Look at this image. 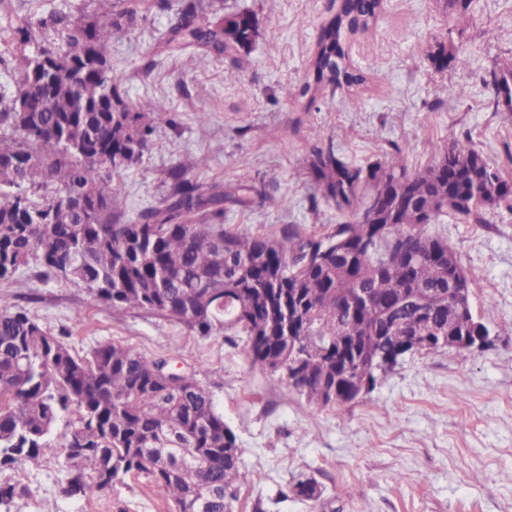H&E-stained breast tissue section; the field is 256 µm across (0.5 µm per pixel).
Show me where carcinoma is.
I'll return each instance as SVG.
<instances>
[{
	"instance_id": "obj_1",
	"label": "carcinoma",
	"mask_w": 512,
	"mask_h": 512,
	"mask_svg": "<svg viewBox=\"0 0 512 512\" xmlns=\"http://www.w3.org/2000/svg\"><path fill=\"white\" fill-rule=\"evenodd\" d=\"M74 18H7L5 41L33 47L11 90L0 93V278L33 266L38 280L76 281L116 307L145 309L187 325L200 336L214 329L247 337L246 353L272 372L288 368L303 338L314 350L299 360L288 387L324 406L353 397V355H336L342 338L357 348L386 353L382 315L399 298L424 288L426 307L441 331L416 323L426 353L449 347L448 336H490L473 310L453 316L448 281L463 269L453 248L425 227L439 216L483 221L482 212L512 199V182L473 148L455 139L433 164L411 172L405 148L395 144L386 162L353 165L333 145L309 161L322 197L352 211V218L321 235L286 228L276 237L224 227V211L269 198L266 187L227 188L190 176L192 165L168 173L170 190L158 204L126 219L107 191L112 171L138 165L153 133L151 119L168 113L159 100L128 104L112 78L108 45L129 9L112 0ZM382 0H342L322 26L297 102L304 110L319 95L356 90L367 78L347 62L345 37L374 22ZM188 0L165 38V50L208 51L237 58L256 33L253 12L212 22ZM437 71L466 67L453 30L428 55ZM490 104L512 99V67L492 72ZM371 305L353 319L344 306L359 292ZM294 315L286 331L282 313ZM150 360L112 342L81 356L22 309L0 310V466L39 463L60 415L78 412L64 435L65 492L84 495L86 478L110 487L144 474L173 512H235L240 499V448L212 395L196 373L185 372L176 391L160 382ZM210 461L208 472L194 460ZM294 497H319L316 481L292 485Z\"/></svg>"
}]
</instances>
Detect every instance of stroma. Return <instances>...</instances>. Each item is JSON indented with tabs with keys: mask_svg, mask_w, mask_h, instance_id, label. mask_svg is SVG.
Returning a JSON list of instances; mask_svg holds the SVG:
<instances>
[{
	"mask_svg": "<svg viewBox=\"0 0 512 512\" xmlns=\"http://www.w3.org/2000/svg\"><path fill=\"white\" fill-rule=\"evenodd\" d=\"M182 3L171 0L163 9L157 0H140L133 22L108 47L112 77L128 100H160L169 109L155 118L141 163L109 182L124 215L156 204L169 189L168 171L189 163L192 176L207 183L269 185L272 201L225 212V226L269 236L291 224L327 232L350 218L348 209L316 195L309 158L327 145L363 165L386 160L391 143H403L404 161L416 171L467 135L512 180V112L487 107L492 71L512 66V0H471L462 17L440 0H383L374 26L346 44L367 77L358 107L338 93L306 112L295 95L340 0H202L213 21L232 10L254 11L260 33L238 61L200 54L190 64L159 46ZM451 28L468 65L439 72L428 54ZM447 86L453 96H445ZM201 112L208 115L203 124ZM428 231L458 252L474 314L494 302L490 343L464 357L452 349L406 355L341 408L308 401L281 373L252 363L245 337L227 330L203 337L155 313L112 306L75 281L41 282L20 269L0 280V309H23L55 334L70 329L67 342L82 355L112 342L198 369L239 436L236 512H512V202L486 211L483 223L448 214ZM77 418L71 411L57 421L39 467L0 466V484L24 489L10 512H171L136 474L105 491L66 496L62 446ZM399 471L407 482H393ZM302 475L318 483L317 500L287 496Z\"/></svg>",
	"mask_w": 512,
	"mask_h": 512,
	"instance_id": "1",
	"label": "stroma"
}]
</instances>
